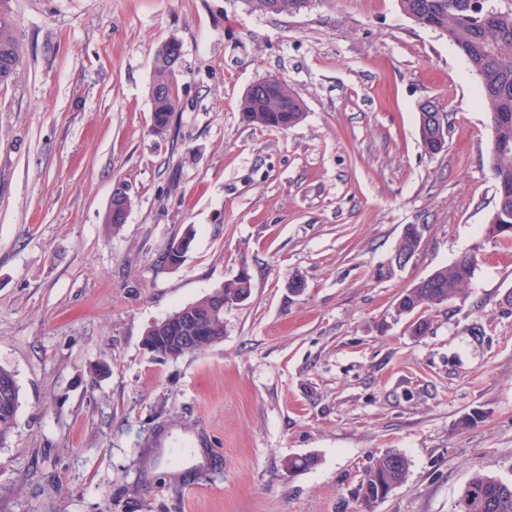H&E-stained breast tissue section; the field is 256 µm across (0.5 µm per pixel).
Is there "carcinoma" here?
Masks as SVG:
<instances>
[{
  "mask_svg": "<svg viewBox=\"0 0 512 512\" xmlns=\"http://www.w3.org/2000/svg\"><path fill=\"white\" fill-rule=\"evenodd\" d=\"M11 0H0V85L8 83L21 63L10 8ZM251 9L265 14L296 13L309 6L311 0H247ZM400 9L409 18L423 20V26L439 32L463 56L469 71L477 78L479 93L489 117L494 119L492 141L503 148L489 147V168L495 182L512 186V7L493 8L485 16L469 8V0H399ZM168 61L155 51L153 81L150 87L151 112L163 123L168 122L179 106L178 78L169 74ZM280 96L288 99V111L280 110L276 98L264 101L258 112H244L243 119L250 125L268 130L285 131L299 124L305 115V105L288 85H279ZM421 144L433 137L436 129L449 128V113L423 112L418 116ZM512 228V190L498 198L495 211L486 224V235L512 244V231L498 233L501 226ZM421 232L410 224L401 237L397 251L401 255H415L420 247ZM476 264L470 255L458 258L441 267L397 298L400 310L397 316L411 313L421 307H436L463 295L475 276ZM224 300L233 304L241 297H250V276L236 275L215 289ZM211 295L191 303L195 321L182 329L184 336H197L207 331L208 343L215 345L224 336V314L211 308ZM20 404V388L12 370L0 366V443L7 441L15 424ZM395 461L377 459L367 470L361 489L364 512L387 497L388 492L406 478L408 459L396 452ZM458 512H512V481L474 472L458 500Z\"/></svg>",
  "mask_w": 512,
  "mask_h": 512,
  "instance_id": "cac0c4a2",
  "label": "carcinoma"
}]
</instances>
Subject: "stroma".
Returning <instances> with one entry per match:
<instances>
[{
  "label": "stroma",
  "instance_id": "obj_1",
  "mask_svg": "<svg viewBox=\"0 0 512 512\" xmlns=\"http://www.w3.org/2000/svg\"><path fill=\"white\" fill-rule=\"evenodd\" d=\"M12 10L0 365L20 407L0 445V512H362L364 475L388 450L409 470L375 512H457L474 472L512 480V248L485 235L490 119L446 38L398 0ZM172 38L180 108L157 135L152 59ZM266 76L306 105L288 131L242 118ZM426 99L451 120L435 155L420 142ZM120 184L133 204L116 231L105 214ZM411 224L420 247L400 266ZM466 254L461 298L395 317L405 288ZM243 269L252 293L225 308L221 342L174 360L143 349L154 322ZM251 9L265 14L296 13L305 9L311 0H247Z\"/></svg>",
  "mask_w": 512,
  "mask_h": 512
}]
</instances>
